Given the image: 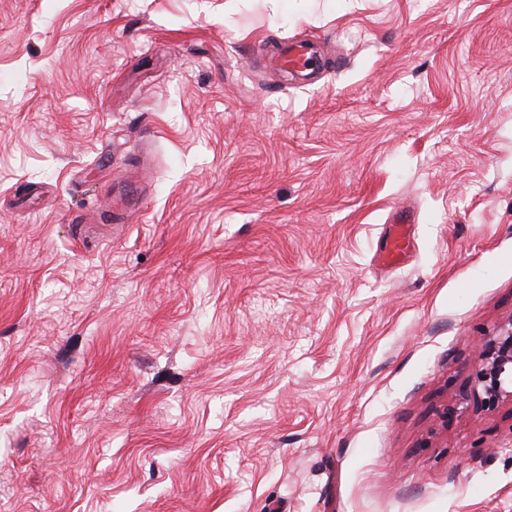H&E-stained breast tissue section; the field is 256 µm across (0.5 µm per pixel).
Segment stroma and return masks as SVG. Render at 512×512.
I'll return each instance as SVG.
<instances>
[{
    "instance_id": "1",
    "label": "stroma",
    "mask_w": 512,
    "mask_h": 512,
    "mask_svg": "<svg viewBox=\"0 0 512 512\" xmlns=\"http://www.w3.org/2000/svg\"><path fill=\"white\" fill-rule=\"evenodd\" d=\"M511 316L512 0H0V512H512ZM302 47V45L293 47L288 44V49L275 52L271 56L270 62L282 69L292 66H300L308 73H313L316 71V68L313 66L314 52L300 51L297 49ZM476 349L471 375L439 415L447 426L471 409L492 413L505 405L510 404L512 408V316L483 336Z\"/></svg>"
}]
</instances>
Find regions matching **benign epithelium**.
<instances>
[{
    "label": "benign epithelium",
    "mask_w": 512,
    "mask_h": 512,
    "mask_svg": "<svg viewBox=\"0 0 512 512\" xmlns=\"http://www.w3.org/2000/svg\"><path fill=\"white\" fill-rule=\"evenodd\" d=\"M512 405V316L477 343V358L471 375L439 418L443 424L471 410L492 413Z\"/></svg>",
    "instance_id": "benign-epithelium-1"
}]
</instances>
